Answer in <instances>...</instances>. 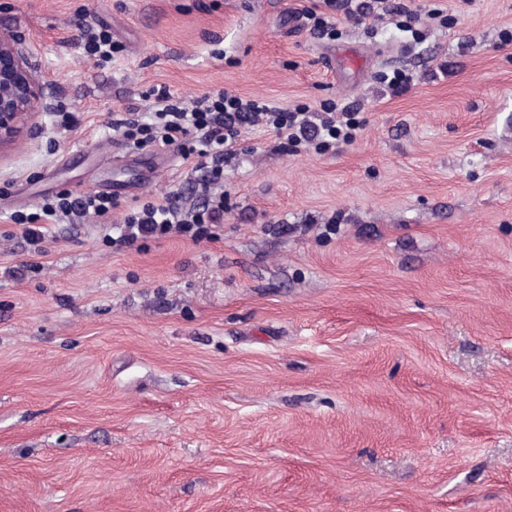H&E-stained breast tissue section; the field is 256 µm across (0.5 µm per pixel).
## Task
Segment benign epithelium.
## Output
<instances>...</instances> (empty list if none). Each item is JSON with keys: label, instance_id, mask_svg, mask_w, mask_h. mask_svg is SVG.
I'll list each match as a JSON object with an SVG mask.
<instances>
[{"label": "benign epithelium", "instance_id": "obj_1", "mask_svg": "<svg viewBox=\"0 0 512 512\" xmlns=\"http://www.w3.org/2000/svg\"><path fill=\"white\" fill-rule=\"evenodd\" d=\"M34 56L25 36L0 30V156L34 137L36 118L47 110L46 77Z\"/></svg>", "mask_w": 512, "mask_h": 512}]
</instances>
